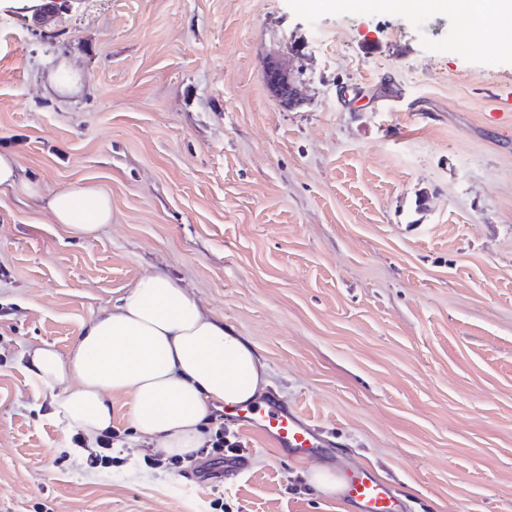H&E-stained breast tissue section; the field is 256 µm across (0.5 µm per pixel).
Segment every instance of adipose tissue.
<instances>
[{
  "label": "adipose tissue",
  "instance_id": "obj_1",
  "mask_svg": "<svg viewBox=\"0 0 512 512\" xmlns=\"http://www.w3.org/2000/svg\"><path fill=\"white\" fill-rule=\"evenodd\" d=\"M399 6L453 10L470 35L512 28V0H399ZM45 208L54 223L85 240L112 221L110 197L91 185L52 192ZM29 364L33 378L55 390L52 415L65 428L96 438L112 425L111 394H124L132 426L153 437L157 451L183 459L204 447L216 404L257 403L267 385L253 344L163 273L140 279L92 321L68 355L42 345L30 351ZM69 377L76 387L59 391Z\"/></svg>",
  "mask_w": 512,
  "mask_h": 512
}]
</instances>
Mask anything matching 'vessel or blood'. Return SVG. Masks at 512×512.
<instances>
[{
	"label": "vessel or blood",
	"mask_w": 512,
	"mask_h": 512,
	"mask_svg": "<svg viewBox=\"0 0 512 512\" xmlns=\"http://www.w3.org/2000/svg\"><path fill=\"white\" fill-rule=\"evenodd\" d=\"M235 418L251 430L259 432L272 445L298 457L306 456L320 445L313 430L296 413L273 404L240 406ZM346 498L356 502L360 512H396V503L386 486L371 472L352 477L345 490Z\"/></svg>",
	"instance_id": "vessel-or-blood-1"
}]
</instances>
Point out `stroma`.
<instances>
[{
	"instance_id": "35a3bbf8",
	"label": "stroma",
	"mask_w": 512,
	"mask_h": 512,
	"mask_svg": "<svg viewBox=\"0 0 512 512\" xmlns=\"http://www.w3.org/2000/svg\"><path fill=\"white\" fill-rule=\"evenodd\" d=\"M458 29L397 0H0V151L34 188L0 190V512H357L318 466L373 470L402 512H512V35ZM75 184L112 199L90 240L43 208ZM156 272L323 448L228 419L247 467L199 483L211 450L147 465L116 394L112 466L73 454L27 351L68 355ZM264 78L272 94L287 107L299 105L302 90L291 80L278 62L267 61L264 66ZM309 482L322 494L336 495L344 489L342 478L328 467L311 469Z\"/></svg>"
}]
</instances>
